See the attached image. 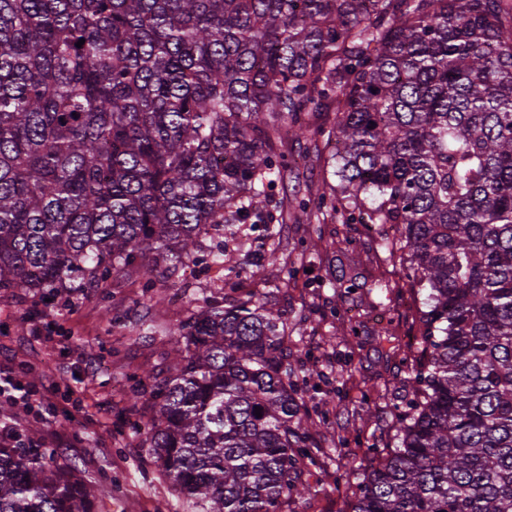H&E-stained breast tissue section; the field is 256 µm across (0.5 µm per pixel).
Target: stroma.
Returning a JSON list of instances; mask_svg holds the SVG:
<instances>
[{
	"label": "stroma",
	"mask_w": 512,
	"mask_h": 512,
	"mask_svg": "<svg viewBox=\"0 0 512 512\" xmlns=\"http://www.w3.org/2000/svg\"><path fill=\"white\" fill-rule=\"evenodd\" d=\"M328 176L323 160L307 157L296 174L284 178L277 196L306 195ZM230 248L244 268L243 289L288 311V346L309 357L323 375L330 426L315 423L319 444L313 465L304 477L318 487L315 495L290 500L288 512H349L344 489L348 463L361 459L374 440L389 444L394 404L411 397L410 383L399 357L388 355L370 334L379 322L391 324L396 336L414 335L411 294L396 298L382 290L357 292L346 300V316L362 322L356 336H336L330 314L333 290L323 285L325 269L309 258L296 264L294 275L254 266L258 243L240 237ZM224 272L196 263L193 275L178 271L174 285L159 289L163 304L153 305L142 288L123 282L88 289L71 303L47 310L48 338L37 340L25 320L32 304L25 291H0V362L15 361L38 376L46 403L33 405L27 417L62 460L76 462L97 493V512H154L166 502L169 512H189L185 498L162 474L149 449L140 447L139 431L149 416L132 405L131 388L143 372L165 377L169 363V329L199 305L219 284ZM292 278L288 292H279L282 279ZM120 323H113V316ZM381 390L363 423L360 442L334 443L333 423H344L360 406L365 392Z\"/></svg>",
	"instance_id": "35a3bbf8"
}]
</instances>
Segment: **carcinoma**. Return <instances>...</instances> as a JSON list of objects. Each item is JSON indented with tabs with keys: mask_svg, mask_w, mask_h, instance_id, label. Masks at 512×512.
<instances>
[{
	"mask_svg": "<svg viewBox=\"0 0 512 512\" xmlns=\"http://www.w3.org/2000/svg\"><path fill=\"white\" fill-rule=\"evenodd\" d=\"M308 137L336 182L274 201L285 143ZM290 220L302 252L341 236L425 295L402 358L413 399L384 461L372 444L350 464L351 512H512V0H0V289L67 304L117 276L155 288L213 233L253 232L275 265ZM209 256L239 289L228 247ZM287 331L254 293L206 298L170 332L167 376L133 390L192 512L311 492L297 462H314L322 375ZM95 500L31 433L0 442V512Z\"/></svg>",
	"mask_w": 512,
	"mask_h": 512,
	"instance_id": "1",
	"label": "carcinoma"
}]
</instances>
